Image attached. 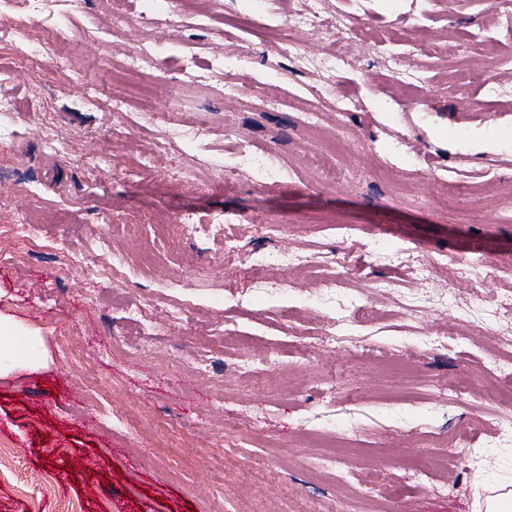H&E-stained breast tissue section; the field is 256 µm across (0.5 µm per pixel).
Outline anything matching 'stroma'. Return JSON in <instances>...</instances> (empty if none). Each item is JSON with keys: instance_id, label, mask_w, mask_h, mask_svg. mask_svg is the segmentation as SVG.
Listing matches in <instances>:
<instances>
[{"instance_id": "stroma-1", "label": "stroma", "mask_w": 512, "mask_h": 512, "mask_svg": "<svg viewBox=\"0 0 512 512\" xmlns=\"http://www.w3.org/2000/svg\"><path fill=\"white\" fill-rule=\"evenodd\" d=\"M328 11L368 18L383 40H349L336 116L320 76L282 57L259 31L269 18L305 12L310 0H232L253 29L251 64L230 68L240 30L216 12L206 26L165 18L110 29L113 0H55L68 25L31 23L25 0L12 22L54 38L66 64L24 61L0 36V226L32 221L47 238L95 262L120 255L124 279L92 281L62 254L0 233V316L33 342L0 377V512H360L374 470H384L393 512H475L486 489H512V446L498 447L482 414L496 407L462 385L492 349L472 311L512 295V0H321ZM417 48L406 69L419 88L388 85L389 54ZM162 42L173 56L201 54L185 78L147 66L180 87L145 103L112 72L131 52ZM473 99L458 111L457 99ZM125 100L124 116L112 104ZM319 115L316 132L302 121ZM182 123L177 137L170 122ZM250 140L246 155L234 143ZM193 173L169 175L171 162ZM443 168L453 186L433 183ZM370 231L369 250L326 218ZM279 218L285 239L244 229L193 235L183 223ZM289 241L287 269L257 275L225 263L236 247L263 260ZM484 252L505 277L484 285L462 261ZM353 253L363 278L321 298L323 269L309 258ZM441 258L432 284L407 276ZM228 288L246 301L224 303ZM365 298L387 318L357 350L328 349L320 333ZM195 300L187 320L172 310ZM141 309L132 324L126 305ZM452 326L447 348L430 338ZM412 340L423 353L405 382L362 352ZM275 350L241 373L244 360ZM211 358L207 374L195 364ZM335 414L353 439L352 481L315 474L320 449L307 432ZM470 434L472 445H454ZM447 452L454 476L415 474L430 451Z\"/></svg>"}]
</instances>
